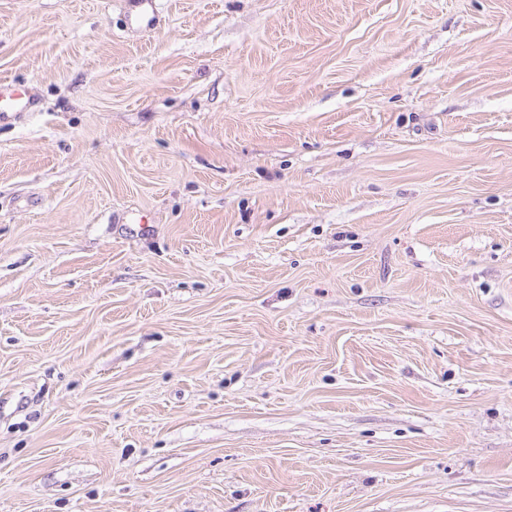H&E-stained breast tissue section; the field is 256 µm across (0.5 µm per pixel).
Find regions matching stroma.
Wrapping results in <instances>:
<instances>
[{
	"instance_id": "1",
	"label": "stroma",
	"mask_w": 512,
	"mask_h": 512,
	"mask_svg": "<svg viewBox=\"0 0 512 512\" xmlns=\"http://www.w3.org/2000/svg\"><path fill=\"white\" fill-rule=\"evenodd\" d=\"M0 512H512V0H0ZM159 0H124L128 6L127 16L130 22L144 29H153L157 24ZM34 101L13 80L0 78V116L9 112H30Z\"/></svg>"
}]
</instances>
